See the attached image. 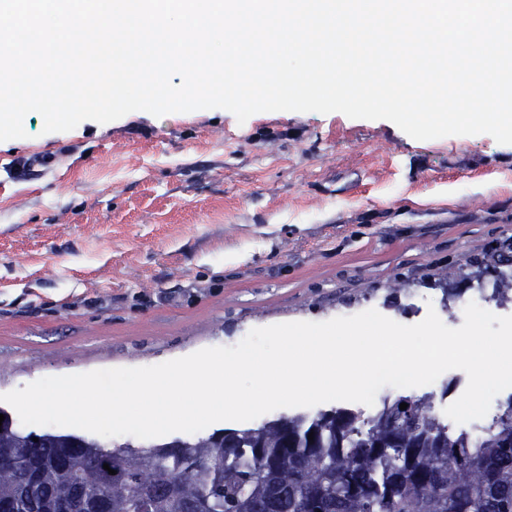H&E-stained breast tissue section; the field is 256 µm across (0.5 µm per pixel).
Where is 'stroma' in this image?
Instances as JSON below:
<instances>
[{"label": "stroma", "instance_id": "obj_1", "mask_svg": "<svg viewBox=\"0 0 512 512\" xmlns=\"http://www.w3.org/2000/svg\"><path fill=\"white\" fill-rule=\"evenodd\" d=\"M0 142V393L156 365L251 329L467 299L434 281L512 236V145L340 112L145 111Z\"/></svg>", "mask_w": 512, "mask_h": 512}]
</instances>
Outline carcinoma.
<instances>
[{"instance_id":"cac0c4a2","label":"carcinoma","mask_w":512,"mask_h":512,"mask_svg":"<svg viewBox=\"0 0 512 512\" xmlns=\"http://www.w3.org/2000/svg\"><path fill=\"white\" fill-rule=\"evenodd\" d=\"M483 277L512 300V237L436 284L446 301ZM0 414V512H512V396L479 434L424 393L140 446Z\"/></svg>"}]
</instances>
